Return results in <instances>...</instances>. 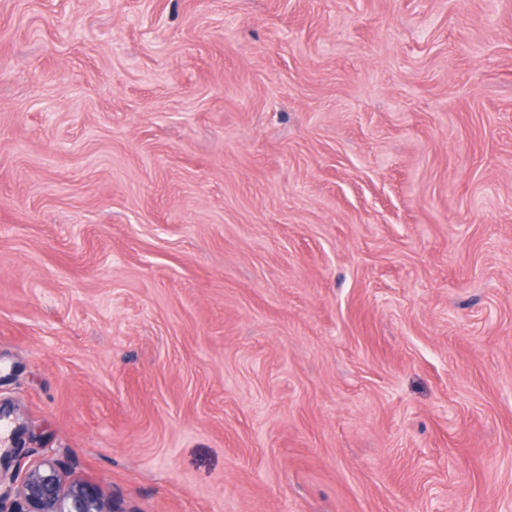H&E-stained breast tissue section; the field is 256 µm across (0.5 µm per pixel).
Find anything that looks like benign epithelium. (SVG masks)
<instances>
[{
    "label": "benign epithelium",
    "instance_id": "benign-epithelium-1",
    "mask_svg": "<svg viewBox=\"0 0 512 512\" xmlns=\"http://www.w3.org/2000/svg\"><path fill=\"white\" fill-rule=\"evenodd\" d=\"M14 499L0 494V512H136L107 501L92 485L66 480L58 464L40 459L11 475Z\"/></svg>",
    "mask_w": 512,
    "mask_h": 512
}]
</instances>
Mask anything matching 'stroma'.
<instances>
[{
	"label": "stroma",
	"instance_id": "35a3bbf8",
	"mask_svg": "<svg viewBox=\"0 0 512 512\" xmlns=\"http://www.w3.org/2000/svg\"><path fill=\"white\" fill-rule=\"evenodd\" d=\"M0 406L129 512H512V0H0Z\"/></svg>",
	"mask_w": 512,
	"mask_h": 512
}]
</instances>
